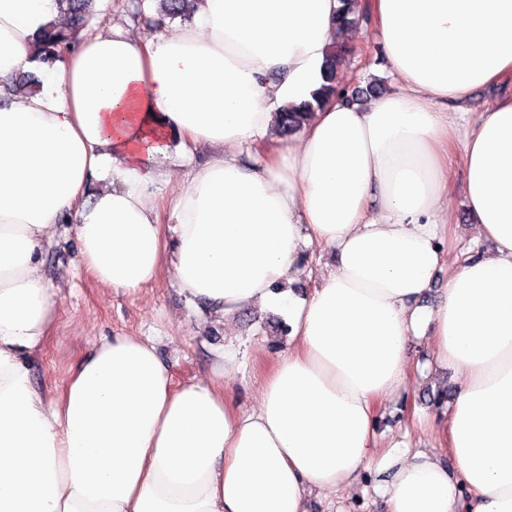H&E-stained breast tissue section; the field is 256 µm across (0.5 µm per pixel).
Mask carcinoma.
Returning <instances> with one entry per match:
<instances>
[{
  "mask_svg": "<svg viewBox=\"0 0 512 512\" xmlns=\"http://www.w3.org/2000/svg\"><path fill=\"white\" fill-rule=\"evenodd\" d=\"M94 0H58L60 8L70 17L68 30L58 28L51 23L39 30L33 37L32 57L46 64L63 62L71 53L79 35L85 32L94 17ZM157 14L169 18L186 19L190 14L193 0H156ZM363 10L359 0H341L338 10V26L345 30L359 23ZM353 52L344 43L331 47L322 65V83L311 94V99L300 104H285L277 112V126L283 135H291L300 130L313 116L315 108L332 97H343L345 92L336 83V63L342 57Z\"/></svg>",
  "mask_w": 512,
  "mask_h": 512,
  "instance_id": "carcinoma-1",
  "label": "carcinoma"
}]
</instances>
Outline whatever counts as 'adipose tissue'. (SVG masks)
<instances>
[{
  "label": "adipose tissue",
  "mask_w": 512,
  "mask_h": 512,
  "mask_svg": "<svg viewBox=\"0 0 512 512\" xmlns=\"http://www.w3.org/2000/svg\"><path fill=\"white\" fill-rule=\"evenodd\" d=\"M339 7L197 0L189 27L115 24L47 66L31 38L57 0H0V82L40 81L0 102V512H307L312 493L356 489L423 336L460 384L438 450L384 451L377 493L387 512H512V98L459 125L475 88L512 76V0H371L393 90L274 137L277 107L319 87ZM199 144L212 154L171 183L172 151ZM458 149L491 248L450 262ZM67 218L105 287L167 270L220 320L285 315L293 345L251 412L225 397L230 356L179 385L135 335L102 338L62 388L32 382L56 320L40 256ZM314 242L335 262L302 297Z\"/></svg>",
  "instance_id": "ef3b65f1"
}]
</instances>
